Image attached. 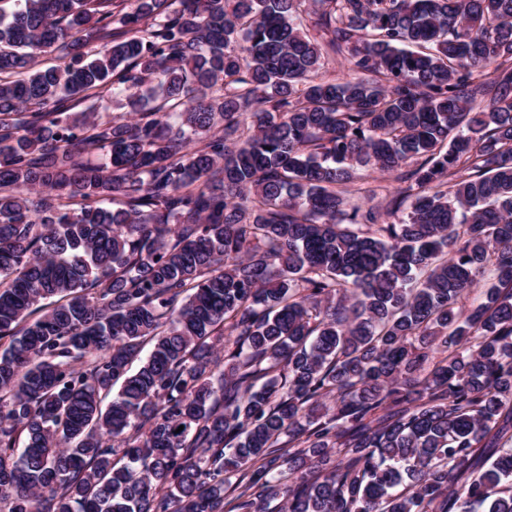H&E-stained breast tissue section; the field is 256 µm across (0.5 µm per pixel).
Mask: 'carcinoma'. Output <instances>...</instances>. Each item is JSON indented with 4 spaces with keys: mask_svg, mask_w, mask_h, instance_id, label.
I'll use <instances>...</instances> for the list:
<instances>
[{
    "mask_svg": "<svg viewBox=\"0 0 512 512\" xmlns=\"http://www.w3.org/2000/svg\"><path fill=\"white\" fill-rule=\"evenodd\" d=\"M16 2L0 512H512V0ZM407 187L395 181L393 174L383 173L369 166L358 170L356 182L350 186L346 194L348 212L359 207L362 210L396 197Z\"/></svg>",
    "mask_w": 512,
    "mask_h": 512,
    "instance_id": "obj_1",
    "label": "carcinoma"
}]
</instances>
